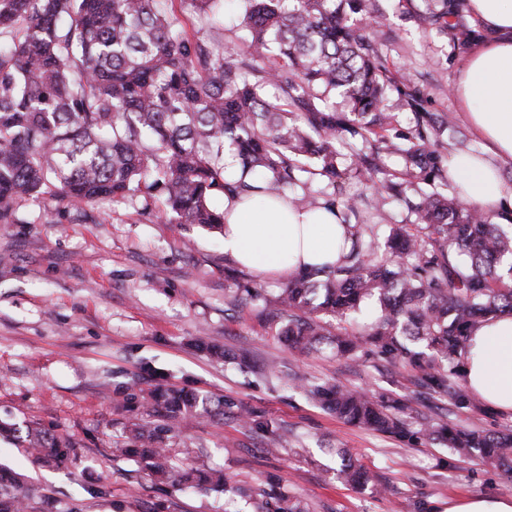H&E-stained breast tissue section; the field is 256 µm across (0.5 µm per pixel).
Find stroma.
Here are the masks:
<instances>
[{"label": "stroma", "instance_id": "1", "mask_svg": "<svg viewBox=\"0 0 512 512\" xmlns=\"http://www.w3.org/2000/svg\"><path fill=\"white\" fill-rule=\"evenodd\" d=\"M390 36L382 47L432 112L449 113L444 155L483 153L461 120L450 87L462 47L450 31L416 19L425 0H377ZM76 220L51 194L19 204L20 222L0 224V419L35 422L69 437L73 462L47 467L15 443L0 440V464L21 477L31 512H257L256 501L222 493L158 487L130 459L113 458L114 440L146 410L118 407L127 390H148L142 365L170 385L241 403L272 419L281 450L232 417L178 425L168 446L177 466L223 472L244 487L280 484L309 512H446L448 501L473 493H511L512 474L451 456L442 445L408 442L345 423L313 403L307 383L331 381L400 398L421 418L461 427L512 430V415L482 416L425 398L412 368L374 355L345 358L330 348L289 346L261 302L232 305L237 281L259 279L268 291L283 282L238 269L224 254L219 230L177 224L103 199ZM236 268V267H235ZM246 354L229 364L194 347L197 337ZM277 362L280 377L258 366ZM192 456H185V449ZM373 472L381 486L337 480L335 449Z\"/></svg>", "mask_w": 512, "mask_h": 512}]
</instances>
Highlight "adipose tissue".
<instances>
[{
  "instance_id": "ef3b65f1",
  "label": "adipose tissue",
  "mask_w": 512,
  "mask_h": 512,
  "mask_svg": "<svg viewBox=\"0 0 512 512\" xmlns=\"http://www.w3.org/2000/svg\"><path fill=\"white\" fill-rule=\"evenodd\" d=\"M464 10L482 37L458 61L452 93L485 151L451 156L448 178L463 187L467 203L492 214L512 209V184L498 169L512 162V0H465ZM346 232L335 213L245 200L229 204L224 216V253L239 265L286 280L303 269L339 263ZM466 382L495 411L512 413L511 316L474 330Z\"/></svg>"
}]
</instances>
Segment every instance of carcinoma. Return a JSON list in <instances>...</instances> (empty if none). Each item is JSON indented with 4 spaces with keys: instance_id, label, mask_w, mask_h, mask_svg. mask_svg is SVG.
<instances>
[{
    "instance_id": "1",
    "label": "carcinoma",
    "mask_w": 512,
    "mask_h": 512,
    "mask_svg": "<svg viewBox=\"0 0 512 512\" xmlns=\"http://www.w3.org/2000/svg\"><path fill=\"white\" fill-rule=\"evenodd\" d=\"M225 0H0V224L17 221V205L53 186L64 208L110 197L137 199L140 214L163 197L160 218L221 229L217 195L286 199L317 211L334 207L349 228L343 261L301 272L275 294L255 282L233 301H261L284 317L282 334L301 349L328 346L357 357L364 350L403 361L437 400L482 415L490 410L462 383L472 332L486 319L512 315V280L498 272L512 259V235L493 216L448 188L439 139L448 114L429 112L416 90L403 92L415 124L393 131L387 92L398 87L380 46L384 16L371 0H241L236 40L224 38ZM192 16L197 29L181 20ZM448 10L418 16L450 28L462 47L474 39ZM403 161L396 175L388 158ZM240 172L228 177L225 158ZM372 183L380 210L401 199L419 223L390 224L379 251V225L347 180ZM373 301L364 333L331 330ZM311 400L349 424L399 440L423 436L457 456L476 455L512 473V431L466 429L449 422L413 432L411 407L342 384L309 386ZM164 413L137 425L131 444L112 453L135 461L156 485L224 488L221 475L176 469L167 443L175 423L224 416V397L157 383L130 399ZM236 416L278 438L265 415L244 406ZM0 436L22 444L43 464L67 460L73 444L38 424L0 420ZM339 478L375 486L344 448ZM18 477L0 470V512H25ZM260 497L257 512H308L277 491L237 488Z\"/></svg>"
}]
</instances>
